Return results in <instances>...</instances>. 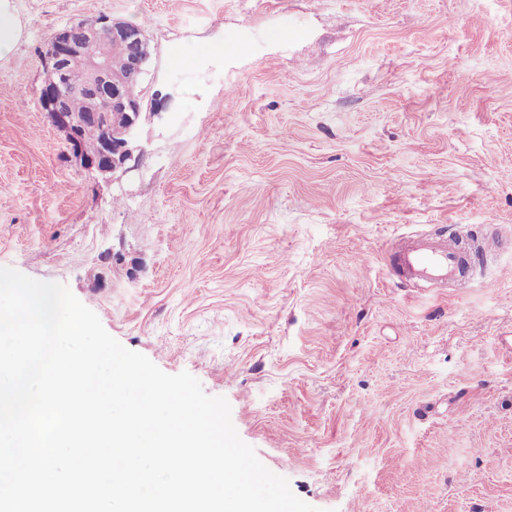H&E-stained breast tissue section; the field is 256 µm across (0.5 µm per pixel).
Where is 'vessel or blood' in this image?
<instances>
[{"label": "vessel or blood", "instance_id": "1", "mask_svg": "<svg viewBox=\"0 0 512 512\" xmlns=\"http://www.w3.org/2000/svg\"><path fill=\"white\" fill-rule=\"evenodd\" d=\"M465 258L458 244L438 235L424 234L401 238L396 264L400 278L406 283L445 288L460 281Z\"/></svg>", "mask_w": 512, "mask_h": 512}]
</instances>
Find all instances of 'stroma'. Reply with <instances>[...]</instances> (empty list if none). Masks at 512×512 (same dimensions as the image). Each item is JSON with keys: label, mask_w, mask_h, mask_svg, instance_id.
Instances as JSON below:
<instances>
[{"label": "stroma", "mask_w": 512, "mask_h": 512, "mask_svg": "<svg viewBox=\"0 0 512 512\" xmlns=\"http://www.w3.org/2000/svg\"><path fill=\"white\" fill-rule=\"evenodd\" d=\"M0 61V267L225 397L320 512H512V0H17ZM152 59L133 158L70 163L49 34ZM223 42L188 70L175 56ZM506 246L415 288L404 236ZM24 24L15 0L0 1V60L7 58L22 39Z\"/></svg>", "instance_id": "obj_1"}]
</instances>
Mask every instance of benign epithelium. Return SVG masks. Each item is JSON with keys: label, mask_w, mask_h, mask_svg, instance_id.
I'll list each match as a JSON object with an SVG mask.
<instances>
[{"label": "benign epithelium", "mask_w": 512, "mask_h": 512, "mask_svg": "<svg viewBox=\"0 0 512 512\" xmlns=\"http://www.w3.org/2000/svg\"><path fill=\"white\" fill-rule=\"evenodd\" d=\"M113 41L129 46V54L120 67L112 64L109 55ZM76 54L84 57L85 67L80 74L71 75L65 63ZM150 59L144 29L107 15L71 22L48 37L44 60L51 78L41 88L39 103L52 125L65 134L70 160L75 164L114 173L132 160L131 144L141 121L142 104L127 96L126 87L142 83ZM76 96L88 101L86 111L75 113L68 109L69 100ZM90 124L103 131L94 149L86 147L82 138L84 127Z\"/></svg>", "instance_id": "obj_1"}]
</instances>
